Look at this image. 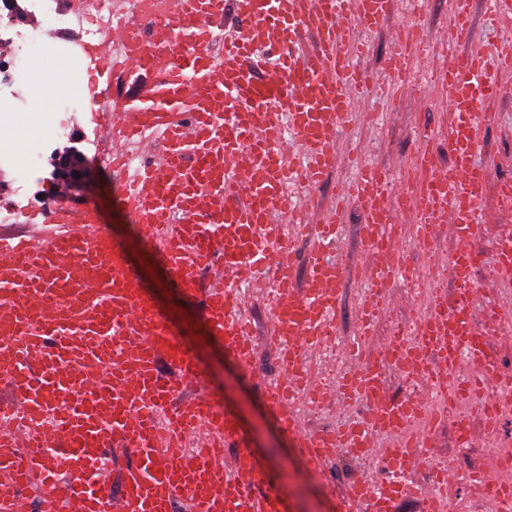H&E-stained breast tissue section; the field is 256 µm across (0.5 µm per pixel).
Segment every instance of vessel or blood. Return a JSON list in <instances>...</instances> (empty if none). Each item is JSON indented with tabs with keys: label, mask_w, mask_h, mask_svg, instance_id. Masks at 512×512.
I'll return each instance as SVG.
<instances>
[{
	"label": "vessel or blood",
	"mask_w": 512,
	"mask_h": 512,
	"mask_svg": "<svg viewBox=\"0 0 512 512\" xmlns=\"http://www.w3.org/2000/svg\"><path fill=\"white\" fill-rule=\"evenodd\" d=\"M478 8L490 19L512 20V0H452L444 47L454 62L429 69L455 116L448 164L421 148L396 170L359 166L317 223L289 231L273 219L277 206L312 196L338 169V135L368 118L359 100L386 83L397 94L411 92L409 58L434 55L417 19L390 28L391 52L379 75L362 64L370 49L365 36L387 26L393 0H163L142 21L118 19L113 34L83 49L99 62L92 86L144 78L135 95L107 96L94 107L106 164L119 180L118 202L185 295L198 290L189 267L219 261L235 269L233 281L209 283L206 310L211 334L245 365L255 346L240 288L267 286L268 340L284 376L268 384L265 397L305 465L318 469L342 448L381 457L387 477L377 484L351 480L339 512H394L407 497L453 512L458 485L485 479L496 485L490 512H512L510 455L460 475L440 472L427 485L415 483L410 470L449 408L492 395L496 410L480 414L490 436L500 411L512 409V379L498 374L470 307L481 263L471 242L492 176L478 159L479 131L501 92L500 72L512 69V53L495 43L468 51ZM228 13L236 26L227 35ZM172 45L182 48L174 60L166 54ZM354 199L363 202L373 259L352 267L326 254L340 244L345 207ZM411 209L417 244L433 237L430 214L447 215L456 227L459 245L448 255L452 298L426 295L415 338L386 337L380 363L359 365L338 381L342 404L369 402L365 418L334 430H300L293 396L304 393L312 403L321 397L308 382L306 361L335 335L346 285L366 288L347 347L356 356L392 301L393 280L417 277L397 234ZM28 222L23 234L0 236V375L12 395L0 405V512H20L31 490L37 512H66L73 501L81 512H174L179 501L187 512H289L277 488L256 494L267 475L216 394L202 388L181 399V379L198 381L204 372L98 208L63 194ZM302 238L314 245L299 286L282 255L295 253ZM492 260L511 281L512 235L493 241ZM464 363L471 373H462ZM391 368L417 373L420 396L381 402ZM378 436L395 440V448L379 453ZM117 443L136 457L118 473ZM228 447L237 453L224 475L213 464Z\"/></svg>",
	"instance_id": "vessel-or-blood-1"
}]
</instances>
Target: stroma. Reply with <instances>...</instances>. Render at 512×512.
<instances>
[{"instance_id": "obj_1", "label": "stroma", "mask_w": 512, "mask_h": 512, "mask_svg": "<svg viewBox=\"0 0 512 512\" xmlns=\"http://www.w3.org/2000/svg\"><path fill=\"white\" fill-rule=\"evenodd\" d=\"M420 10L426 43L439 44L448 25V0H422L413 7L412 0H394L390 25L406 21L412 10ZM422 55H414L409 64L416 93L404 96L399 103L388 101L385 94L375 93L361 100L362 109L377 113L375 122L345 129L339 138L342 153L356 146H364L360 160L364 163L394 165L407 161L422 146L428 147L439 162H447L444 135L454 119L448 109L445 90L427 84L422 75ZM502 96L495 100L489 111L492 115L482 129V157L494 169L496 177H512V71L501 77ZM71 132L68 137L50 140L48 152H55L77 142L90 168V174L81 190L72 192L76 202L97 205L103 221L113 239L128 251L137 253L144 266L154 267L156 277H144L143 283L153 293L160 308L166 309L168 319L175 327L183 323L196 326L198 336L193 348L203 368L206 380L217 394L228 413L236 417L252 450L263 461L274 485L280 486L292 506V512H337L338 494L343 484L354 477L371 480L383 478L380 463L360 465L344 458H336L324 471L310 470L302 462L299 451L287 433L279 427L274 411L263 397V389L250 372L225 351L217 337L208 333V322L201 297L183 295L172 281L163 258L147 243L117 201V189L109 170L88 148L87 139L97 138L98 132L90 112L71 113ZM512 234V201L501 199L496 190H489L484 202V224L473 241L474 248L482 251L483 262L476 271L482 289L472 301L477 328L486 336L499 371L512 375V327L488 320L486 310L504 298H512V282H500L497 269L490 257L491 244L501 234ZM409 262L423 270V277L413 283L397 282L393 291L400 305L389 309L376 325V339L365 342V354H373L380 337L389 333L390 321L416 309L421 294L435 290L452 296L449 280L436 279L425 248L416 244L407 247ZM473 429L478 443L470 448L458 447L450 425L434 428L429 445L433 455L447 460L457 469L480 467L486 458L499 450L512 448V414L506 415L496 436L483 433L481 419H474Z\"/></svg>"}]
</instances>
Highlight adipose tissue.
<instances>
[{
	"label": "adipose tissue",
	"mask_w": 512,
	"mask_h": 512,
	"mask_svg": "<svg viewBox=\"0 0 512 512\" xmlns=\"http://www.w3.org/2000/svg\"><path fill=\"white\" fill-rule=\"evenodd\" d=\"M35 72L40 88L35 104L31 112L14 121V128L21 136L34 133L48 134L51 127V100L72 94L77 83L75 72L66 63H59L52 67L39 66L36 67Z\"/></svg>",
	"instance_id": "1"
}]
</instances>
